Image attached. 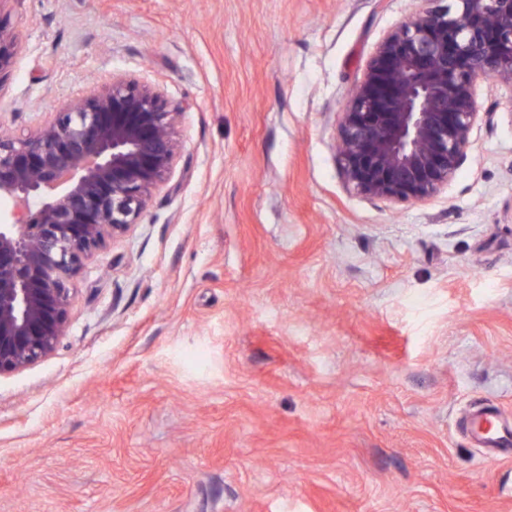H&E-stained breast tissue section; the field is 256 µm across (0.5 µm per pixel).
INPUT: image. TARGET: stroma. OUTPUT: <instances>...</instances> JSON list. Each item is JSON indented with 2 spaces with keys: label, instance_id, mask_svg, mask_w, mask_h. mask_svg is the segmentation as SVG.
<instances>
[{
  "label": "stroma",
  "instance_id": "stroma-1",
  "mask_svg": "<svg viewBox=\"0 0 512 512\" xmlns=\"http://www.w3.org/2000/svg\"><path fill=\"white\" fill-rule=\"evenodd\" d=\"M424 0H6L0 132L115 77L183 106L136 224L0 376V512H512V85L425 202L350 192L335 134ZM17 37L6 19L0 15V79L13 65L16 55ZM469 430L475 440L484 447L512 454V431L491 413H481L468 421Z\"/></svg>",
  "mask_w": 512,
  "mask_h": 512
}]
</instances>
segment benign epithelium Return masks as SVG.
Listing matches in <instances>:
<instances>
[{
	"label": "benign epithelium",
	"instance_id": "1",
	"mask_svg": "<svg viewBox=\"0 0 512 512\" xmlns=\"http://www.w3.org/2000/svg\"><path fill=\"white\" fill-rule=\"evenodd\" d=\"M17 37L0 16V75ZM512 84V0H448L377 44L341 113L346 187L388 203L448 187L492 120L477 85ZM181 107L156 85L114 78L25 137L0 136V376L51 354L75 297L71 278L136 223L181 151Z\"/></svg>",
	"mask_w": 512,
	"mask_h": 512
}]
</instances>
